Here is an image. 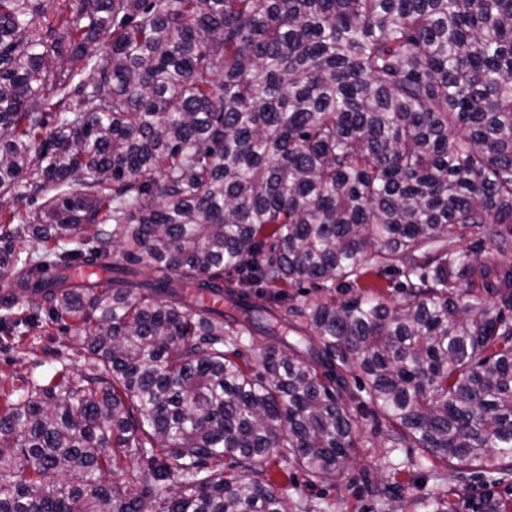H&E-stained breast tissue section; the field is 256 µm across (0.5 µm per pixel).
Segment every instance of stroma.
Listing matches in <instances>:
<instances>
[{
    "mask_svg": "<svg viewBox=\"0 0 512 512\" xmlns=\"http://www.w3.org/2000/svg\"><path fill=\"white\" fill-rule=\"evenodd\" d=\"M63 363L74 366L76 374L88 372L77 330L65 332L52 325L25 332L15 346L0 350V390H11L23 379L45 377ZM381 421V414L371 411L358 419L353 460L336 484H314L302 472H294L286 487L290 512H299L305 504L318 506L320 512H425L421 500L427 494L455 489L476 497L483 492L478 474L442 465H424L391 478L392 467L404 463L411 451L385 447L379 435ZM375 483L387 485L385 495L372 491Z\"/></svg>",
    "mask_w": 512,
    "mask_h": 512,
    "instance_id": "1",
    "label": "stroma"
}]
</instances>
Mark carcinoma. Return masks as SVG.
I'll list each match as a JSON object with an SVG mask.
<instances>
[{"mask_svg":"<svg viewBox=\"0 0 512 512\" xmlns=\"http://www.w3.org/2000/svg\"><path fill=\"white\" fill-rule=\"evenodd\" d=\"M1 198L0 332L91 373L0 395V512H288L268 450L336 481L366 401L512 512V0H0Z\"/></svg>","mask_w":512,"mask_h":512,"instance_id":"cac0c4a2","label":"carcinoma"}]
</instances>
